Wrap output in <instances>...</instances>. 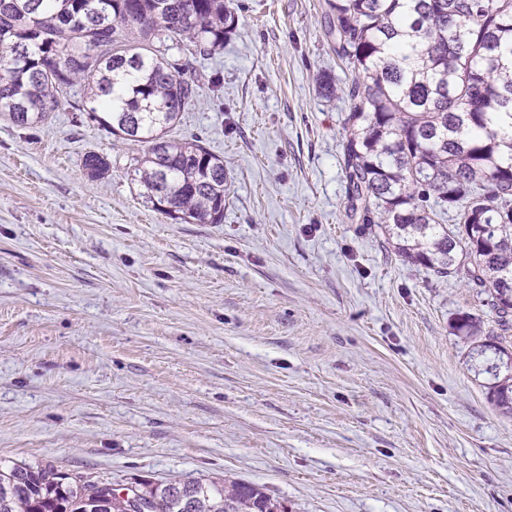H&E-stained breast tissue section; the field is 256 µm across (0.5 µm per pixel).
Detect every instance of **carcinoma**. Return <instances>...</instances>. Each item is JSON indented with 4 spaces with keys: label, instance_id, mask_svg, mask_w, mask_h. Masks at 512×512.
I'll use <instances>...</instances> for the list:
<instances>
[{
    "label": "carcinoma",
    "instance_id": "obj_1",
    "mask_svg": "<svg viewBox=\"0 0 512 512\" xmlns=\"http://www.w3.org/2000/svg\"><path fill=\"white\" fill-rule=\"evenodd\" d=\"M336 54L353 69L340 155L347 209L394 254L480 289L496 316L464 315L459 336L496 379L512 415V0H325ZM238 16L227 0H0V115L34 126L83 87L79 111L146 150L129 175L177 223L224 221V162L170 128L197 100L191 60L224 48ZM172 43L184 62L160 47ZM92 181L107 158L87 152ZM142 509L111 481L50 462H0V512H288L236 479L134 480Z\"/></svg>",
    "mask_w": 512,
    "mask_h": 512
}]
</instances>
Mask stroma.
Returning a JSON list of instances; mask_svg holds the SVG:
<instances>
[{
    "mask_svg": "<svg viewBox=\"0 0 512 512\" xmlns=\"http://www.w3.org/2000/svg\"><path fill=\"white\" fill-rule=\"evenodd\" d=\"M232 6L171 131L223 160V223L143 203L141 146L76 110L81 87L47 124L0 119V459L228 476L288 512H512V419L453 330L494 313L346 210L353 70L325 0ZM89 151L111 163L95 182Z\"/></svg>",
    "mask_w": 512,
    "mask_h": 512,
    "instance_id": "stroma-1",
    "label": "stroma"
}]
</instances>
